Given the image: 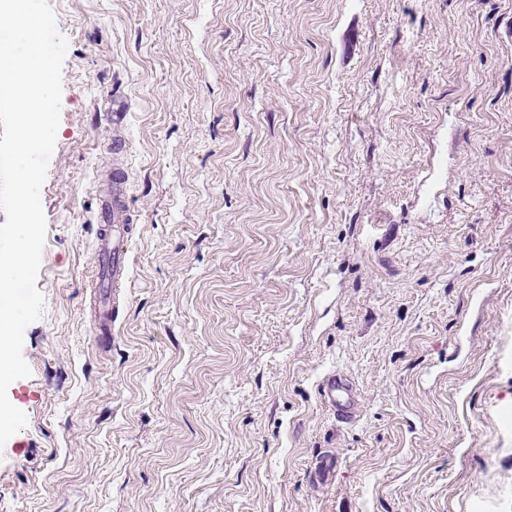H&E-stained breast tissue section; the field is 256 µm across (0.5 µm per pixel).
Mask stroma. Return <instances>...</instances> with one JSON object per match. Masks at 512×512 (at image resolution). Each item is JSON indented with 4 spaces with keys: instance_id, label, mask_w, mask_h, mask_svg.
<instances>
[{
    "instance_id": "35a3bbf8",
    "label": "stroma",
    "mask_w": 512,
    "mask_h": 512,
    "mask_svg": "<svg viewBox=\"0 0 512 512\" xmlns=\"http://www.w3.org/2000/svg\"><path fill=\"white\" fill-rule=\"evenodd\" d=\"M48 2L0 512H512V0ZM117 130L129 278L97 334ZM320 395L339 420L349 422L355 419L357 403L353 387L345 377L336 373L327 375L320 384Z\"/></svg>"
}]
</instances>
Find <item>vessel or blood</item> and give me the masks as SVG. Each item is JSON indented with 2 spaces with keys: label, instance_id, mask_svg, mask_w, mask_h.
I'll return each instance as SVG.
<instances>
[{
  "label": "vessel or blood",
  "instance_id": "b4317fda",
  "mask_svg": "<svg viewBox=\"0 0 512 512\" xmlns=\"http://www.w3.org/2000/svg\"><path fill=\"white\" fill-rule=\"evenodd\" d=\"M126 181L124 172H114L112 193L101 206V219L106 228L96 240V251L101 258L99 279L110 282L115 289L123 287L128 279L130 236L125 226L131 217L126 207ZM320 394L339 420L349 422L355 419L357 403L353 387L345 377L336 373L327 375L320 385Z\"/></svg>",
  "mask_w": 512,
  "mask_h": 512
}]
</instances>
